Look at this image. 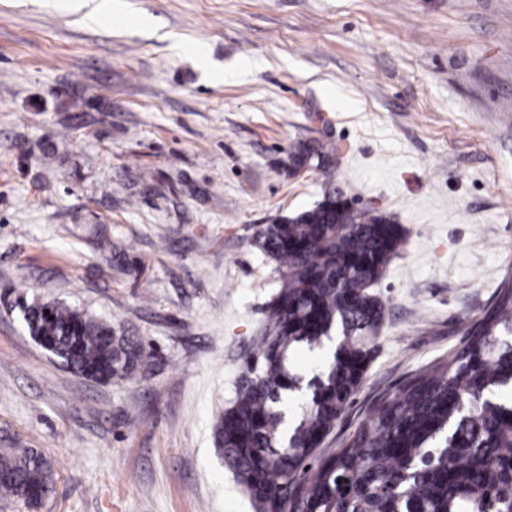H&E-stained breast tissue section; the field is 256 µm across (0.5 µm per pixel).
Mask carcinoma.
I'll return each mask as SVG.
<instances>
[{"label": "carcinoma", "mask_w": 512, "mask_h": 512, "mask_svg": "<svg viewBox=\"0 0 512 512\" xmlns=\"http://www.w3.org/2000/svg\"><path fill=\"white\" fill-rule=\"evenodd\" d=\"M334 149L319 140L293 156L327 172ZM328 193L255 232L282 267L259 350L215 435L224 466L257 512H512V268L494 301L435 362L379 397L326 457L317 448L363 386L385 321L371 287L405 240L403 225L368 209L348 210ZM30 336L72 372L98 382L134 373L143 347L63 302L20 304ZM327 352L309 380L293 370L299 347ZM46 457L0 452V493L39 507L50 491Z\"/></svg>", "instance_id": "cac0c4a2"}]
</instances>
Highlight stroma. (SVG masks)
Returning a JSON list of instances; mask_svg holds the SVG:
<instances>
[{
  "instance_id": "1",
  "label": "stroma",
  "mask_w": 512,
  "mask_h": 512,
  "mask_svg": "<svg viewBox=\"0 0 512 512\" xmlns=\"http://www.w3.org/2000/svg\"><path fill=\"white\" fill-rule=\"evenodd\" d=\"M331 175L294 171L302 143ZM331 190L406 239L385 324L321 451L448 358L512 255V0H0V448L42 453L41 506L256 512L214 426L280 279L260 225ZM60 301L148 357L103 384L29 335ZM75 12H83L84 16L94 22L101 17H112L114 2L112 0H70ZM334 149L320 140L304 143L299 147L298 153L293 156V166L300 171L316 161V167L327 172L332 167Z\"/></svg>"
}]
</instances>
